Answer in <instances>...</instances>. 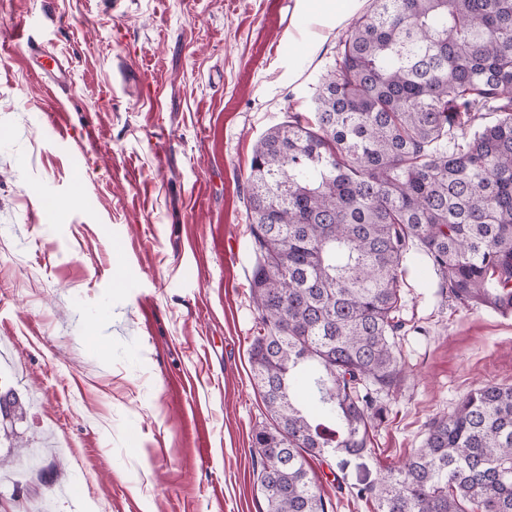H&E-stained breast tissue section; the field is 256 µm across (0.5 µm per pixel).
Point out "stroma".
<instances>
[{
    "label": "stroma",
    "instance_id": "1",
    "mask_svg": "<svg viewBox=\"0 0 512 512\" xmlns=\"http://www.w3.org/2000/svg\"><path fill=\"white\" fill-rule=\"evenodd\" d=\"M351 24L334 0H0V395L27 403L0 512H266L246 177ZM400 286L404 377L363 457L313 460L327 512H377L358 488L512 384V315L413 255Z\"/></svg>",
    "mask_w": 512,
    "mask_h": 512
}]
</instances>
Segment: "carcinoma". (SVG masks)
I'll return each instance as SVG.
<instances>
[{
	"label": "carcinoma",
	"mask_w": 512,
	"mask_h": 512,
	"mask_svg": "<svg viewBox=\"0 0 512 512\" xmlns=\"http://www.w3.org/2000/svg\"><path fill=\"white\" fill-rule=\"evenodd\" d=\"M271 424L267 512H326L308 459L361 456L401 375L399 277L418 246L448 296L512 314V0H372L247 176ZM378 512H512V386L486 383L362 488Z\"/></svg>",
	"instance_id": "1"
}]
</instances>
